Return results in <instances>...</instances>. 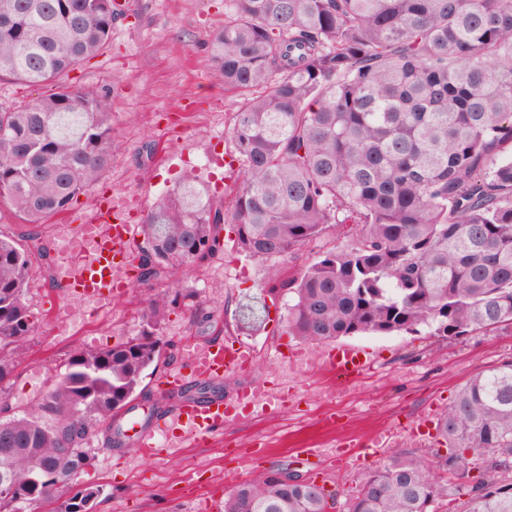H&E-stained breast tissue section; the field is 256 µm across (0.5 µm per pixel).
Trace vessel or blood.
I'll return each mask as SVG.
<instances>
[{
    "mask_svg": "<svg viewBox=\"0 0 512 512\" xmlns=\"http://www.w3.org/2000/svg\"><path fill=\"white\" fill-rule=\"evenodd\" d=\"M69 242L58 251L56 275L66 291L96 306L111 303L131 284L133 243L137 226L131 221L112 219L111 201L99 202L91 212L78 215L66 225ZM331 381H348L371 367L370 359L352 349H332L326 354ZM190 379L212 382L222 376L246 372L252 354L245 345L219 344L193 349L189 354ZM265 414L266 409L251 389L229 399L200 404L186 401L178 410L141 422L127 415V436L139 454L151 457L164 451L200 444L218 434L241 412Z\"/></svg>",
    "mask_w": 512,
    "mask_h": 512,
    "instance_id": "obj_1",
    "label": "vessel or blood"
}]
</instances>
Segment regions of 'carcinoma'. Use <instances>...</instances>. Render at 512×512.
Returning <instances> with one entry per match:
<instances>
[{
    "label": "carcinoma",
    "instance_id": "cac0c4a2",
    "mask_svg": "<svg viewBox=\"0 0 512 512\" xmlns=\"http://www.w3.org/2000/svg\"><path fill=\"white\" fill-rule=\"evenodd\" d=\"M112 0H0V85L37 97L0 103V203L26 227L0 237V395L33 333L32 258L51 269L42 224L108 168L106 86L69 74L108 44ZM207 62L241 97L230 129L235 187L186 181L140 225L148 288L224 251V226L269 282L291 294L288 333L309 343L414 333L512 331V0H225ZM313 259L303 249L325 238ZM194 293L151 294L141 329L111 349L74 351L36 411L0 419V512L23 499L71 512L85 440L126 445L118 414L161 357L156 332ZM260 308L238 313L243 330ZM181 387L178 401L218 396ZM436 447L393 451L356 490L281 470L234 486L224 512H512V358L471 375L437 418Z\"/></svg>",
    "mask_w": 512,
    "mask_h": 512
}]
</instances>
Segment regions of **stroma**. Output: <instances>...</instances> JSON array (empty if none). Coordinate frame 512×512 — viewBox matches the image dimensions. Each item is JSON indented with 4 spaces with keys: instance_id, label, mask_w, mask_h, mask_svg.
Returning a JSON list of instances; mask_svg holds the SVG:
<instances>
[{
    "instance_id": "stroma-1",
    "label": "stroma",
    "mask_w": 512,
    "mask_h": 512,
    "mask_svg": "<svg viewBox=\"0 0 512 512\" xmlns=\"http://www.w3.org/2000/svg\"><path fill=\"white\" fill-rule=\"evenodd\" d=\"M122 2L109 47L75 75L80 85L110 88L113 144L109 169L77 197L73 210L90 208L102 198L136 199L145 210L186 177L227 189L233 184L229 168L211 164L210 156L228 149L238 98L206 62L207 42L224 20V0ZM177 279L203 302L208 318L193 325L185 307L169 310L156 334L163 354L145 371L141 398L167 405L171 377L189 369L185 348L190 340L243 341L254 347L253 367L225 377L223 397L247 384L267 390L285 386L288 398L270 415L232 421L205 444L151 460L140 459L130 445L119 452L105 448L101 435H94L95 459L79 480L100 487L96 512H194L196 493L188 479L203 484L213 473L238 469L245 453L251 460L240 468L244 479L288 462L306 475L353 489L387 454L337 464L336 449L345 435L388 430V449L429 447L437 416L467 378L512 357L507 333L446 340L423 328L414 334L346 336L337 339V346L365 352L374 367L339 392L315 367L326 345L289 335L283 322L288 293L266 291L264 263L229 243L208 267L178 273ZM146 298L145 289L128 288L108 310L90 317L42 266H34L26 299L35 331L5 390L9 414L31 410L40 401L73 349L110 348L136 334ZM256 302L265 304L268 317L258 331L243 333L237 328L238 309ZM334 413L341 426L328 424ZM308 447L319 449V457L305 456Z\"/></svg>"
}]
</instances>
